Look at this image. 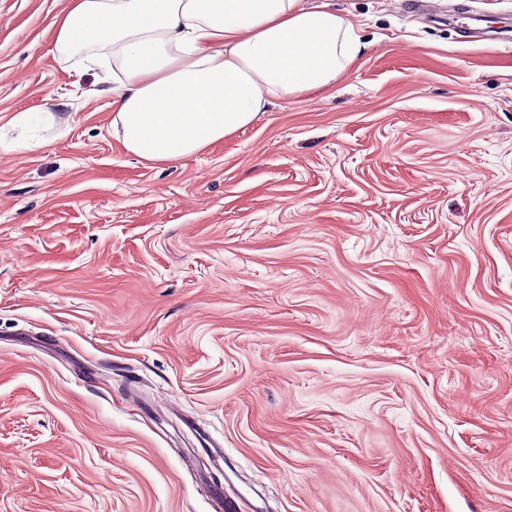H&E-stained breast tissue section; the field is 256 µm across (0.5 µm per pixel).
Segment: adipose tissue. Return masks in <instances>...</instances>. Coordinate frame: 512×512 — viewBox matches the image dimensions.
<instances>
[{"instance_id":"ef3b65f1","label":"adipose tissue","mask_w":512,"mask_h":512,"mask_svg":"<svg viewBox=\"0 0 512 512\" xmlns=\"http://www.w3.org/2000/svg\"><path fill=\"white\" fill-rule=\"evenodd\" d=\"M54 49L112 69V130L139 160L171 165L255 123L272 99L331 90L362 57L324 0H67Z\"/></svg>"}]
</instances>
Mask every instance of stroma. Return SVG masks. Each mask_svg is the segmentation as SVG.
<instances>
[{
  "label": "stroma",
  "mask_w": 512,
  "mask_h": 512,
  "mask_svg": "<svg viewBox=\"0 0 512 512\" xmlns=\"http://www.w3.org/2000/svg\"><path fill=\"white\" fill-rule=\"evenodd\" d=\"M332 2L359 66L154 167L0 0V512H512V0Z\"/></svg>",
  "instance_id": "35a3bbf8"
}]
</instances>
